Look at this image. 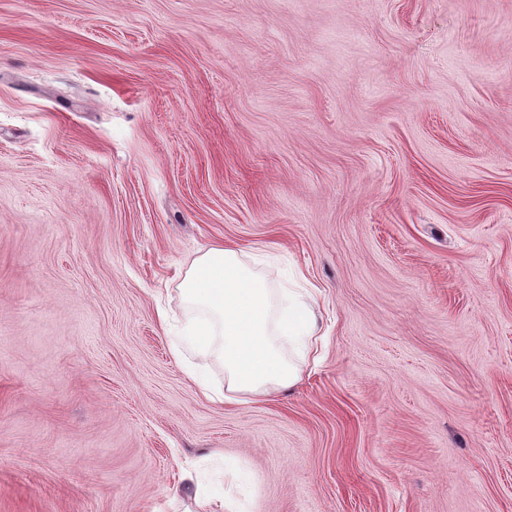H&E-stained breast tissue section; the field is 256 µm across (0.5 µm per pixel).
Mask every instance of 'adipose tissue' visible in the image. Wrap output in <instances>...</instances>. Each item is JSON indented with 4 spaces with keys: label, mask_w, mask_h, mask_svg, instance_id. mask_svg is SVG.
Masks as SVG:
<instances>
[{
    "label": "adipose tissue",
    "mask_w": 512,
    "mask_h": 512,
    "mask_svg": "<svg viewBox=\"0 0 512 512\" xmlns=\"http://www.w3.org/2000/svg\"><path fill=\"white\" fill-rule=\"evenodd\" d=\"M180 287L189 305L208 312L185 323L182 345L201 356L217 349L224 362L225 388L202 385L205 398L238 403L298 380L300 366L286 358L282 347L316 344L310 293L291 290L273 297L266 281L226 246L196 257Z\"/></svg>",
    "instance_id": "1"
}]
</instances>
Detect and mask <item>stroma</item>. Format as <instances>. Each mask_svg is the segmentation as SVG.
Returning <instances> with one entry per match:
<instances>
[{
    "label": "stroma",
    "mask_w": 512,
    "mask_h": 512,
    "mask_svg": "<svg viewBox=\"0 0 512 512\" xmlns=\"http://www.w3.org/2000/svg\"><path fill=\"white\" fill-rule=\"evenodd\" d=\"M217 244L320 290L264 399L158 317ZM224 499L512 512V0H0V512Z\"/></svg>",
    "instance_id": "obj_1"
}]
</instances>
